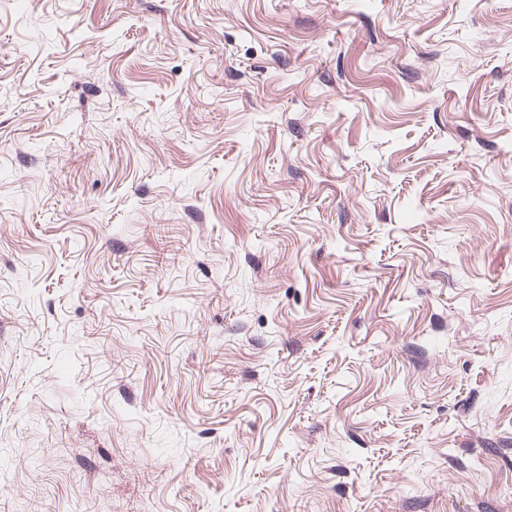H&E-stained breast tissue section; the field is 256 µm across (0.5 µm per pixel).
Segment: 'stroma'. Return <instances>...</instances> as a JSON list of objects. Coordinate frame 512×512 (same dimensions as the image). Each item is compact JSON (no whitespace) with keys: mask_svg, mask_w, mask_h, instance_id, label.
Wrapping results in <instances>:
<instances>
[{"mask_svg":"<svg viewBox=\"0 0 512 512\" xmlns=\"http://www.w3.org/2000/svg\"><path fill=\"white\" fill-rule=\"evenodd\" d=\"M0 512H512V0H0Z\"/></svg>","mask_w":512,"mask_h":512,"instance_id":"35a3bbf8","label":"stroma"}]
</instances>
